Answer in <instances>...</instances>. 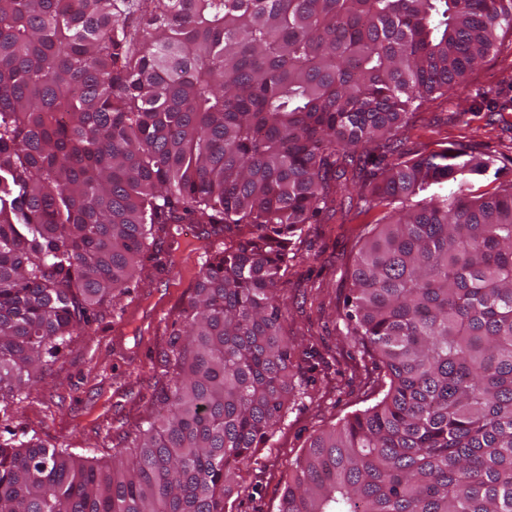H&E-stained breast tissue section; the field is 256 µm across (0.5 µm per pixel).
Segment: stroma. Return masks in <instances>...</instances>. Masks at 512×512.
Returning a JSON list of instances; mask_svg holds the SVG:
<instances>
[{
	"instance_id": "obj_1",
	"label": "stroma",
	"mask_w": 512,
	"mask_h": 512,
	"mask_svg": "<svg viewBox=\"0 0 512 512\" xmlns=\"http://www.w3.org/2000/svg\"><path fill=\"white\" fill-rule=\"evenodd\" d=\"M405 150L423 156L466 147L496 160L497 173L473 184L475 193L512 180V32L494 46L456 91L422 102L401 133ZM354 182L338 187L318 224L304 225L288 246L281 278L286 298L283 332L291 346L296 386L282 420L241 466L239 492L228 512H277L291 465L311 436L375 404L372 358L345 329L348 274L382 208H361ZM194 224H176L146 260L125 294L90 310L87 324L43 369L41 379L8 397L0 437L38 438L75 457L110 461L131 446L158 409L157 394L170 378L174 331L194 293L206 257L222 239L199 240Z\"/></svg>"
}]
</instances>
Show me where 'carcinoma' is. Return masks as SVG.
<instances>
[{"mask_svg":"<svg viewBox=\"0 0 512 512\" xmlns=\"http://www.w3.org/2000/svg\"><path fill=\"white\" fill-rule=\"evenodd\" d=\"M504 27L512 0H0V412L155 233L224 237L133 460L0 443V512H226L292 389L288 245L369 165L387 212L346 318L382 397L278 512H512V184L475 196L492 157L393 141Z\"/></svg>","mask_w":512,"mask_h":512,"instance_id":"1","label":"carcinoma"}]
</instances>
